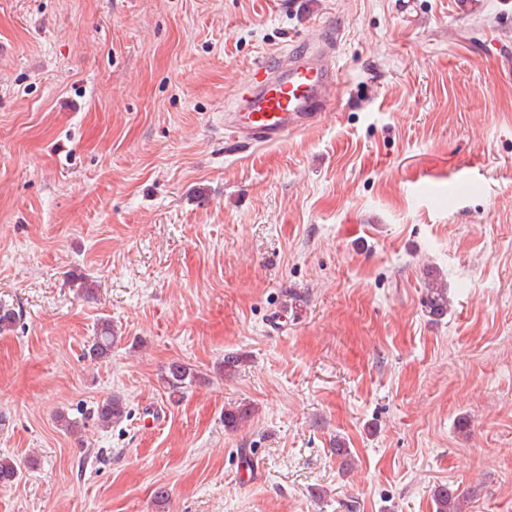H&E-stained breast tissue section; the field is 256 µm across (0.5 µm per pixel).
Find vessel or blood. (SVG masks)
I'll use <instances>...</instances> for the list:
<instances>
[{
    "label": "vessel or blood",
    "mask_w": 512,
    "mask_h": 512,
    "mask_svg": "<svg viewBox=\"0 0 512 512\" xmlns=\"http://www.w3.org/2000/svg\"><path fill=\"white\" fill-rule=\"evenodd\" d=\"M340 29L325 26L326 51L315 57L308 42L267 55L254 64L252 78L225 124L238 143L273 146L288 135L318 124L335 101L336 49Z\"/></svg>",
    "instance_id": "b4317fda"
}]
</instances>
